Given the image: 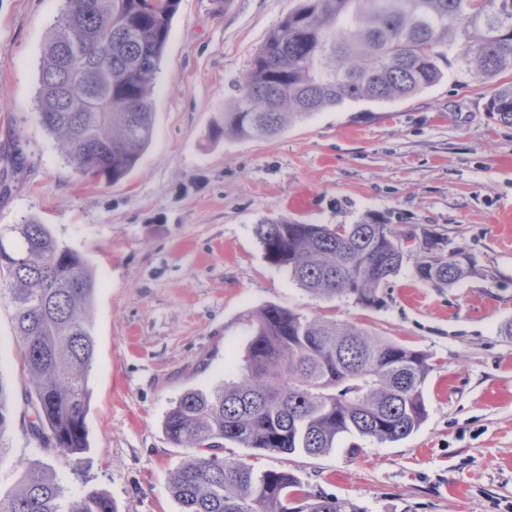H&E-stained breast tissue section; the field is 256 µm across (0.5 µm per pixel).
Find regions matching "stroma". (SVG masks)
I'll use <instances>...</instances> for the list:
<instances>
[{"mask_svg": "<svg viewBox=\"0 0 512 512\" xmlns=\"http://www.w3.org/2000/svg\"><path fill=\"white\" fill-rule=\"evenodd\" d=\"M301 0H180L154 87L155 135L121 181L87 179L61 156L35 110L39 64L60 0H0V225L31 217L85 255L96 275L89 446L44 453L0 301V379L13 392L0 497L44 462L72 493L105 492L116 512H181L168 475L189 451L162 428L187 389L240 363L249 318L276 304L355 325L431 355L427 417L405 440L358 436L328 454H270L261 467L364 512H512V126L485 105L493 83L444 68L406 100L350 102L270 139L212 130L269 32ZM384 216L428 229L479 273L435 288L408 258L363 308L312 297L269 264L264 217L353 224Z\"/></svg>", "mask_w": 512, "mask_h": 512, "instance_id": "obj_1", "label": "stroma"}]
</instances>
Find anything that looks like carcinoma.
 <instances>
[{
	"label": "carcinoma",
	"instance_id": "cac0c4a2",
	"mask_svg": "<svg viewBox=\"0 0 512 512\" xmlns=\"http://www.w3.org/2000/svg\"><path fill=\"white\" fill-rule=\"evenodd\" d=\"M179 0H62L43 47L36 108L60 153L83 177L115 183L154 134L152 88ZM476 81L512 72V0H303L269 33L224 108L217 138H270L348 102L409 99L443 77L440 64ZM487 111L512 125V82ZM264 258L304 291L365 308L407 257L416 275L452 288L478 274L461 248L424 230L401 234L379 217L356 224L255 225ZM88 259L33 218L0 225V299L14 331L43 449L75 457L89 447L88 375L95 357ZM237 374L208 391H184L163 421L173 445L193 451L169 475L182 512H365L349 498L306 490L293 473L260 469L265 454H324L346 436L392 443L427 414L430 357L352 325L269 304ZM0 378V457L11 426ZM252 450L224 459V445ZM0 512H115L98 490L70 496L53 469L28 466Z\"/></svg>",
	"mask_w": 512,
	"mask_h": 512
}]
</instances>
